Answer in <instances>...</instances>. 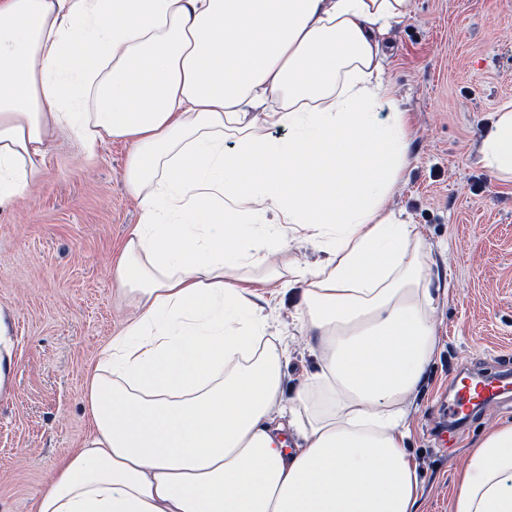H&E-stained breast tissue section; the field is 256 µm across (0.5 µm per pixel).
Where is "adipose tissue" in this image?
<instances>
[{"mask_svg":"<svg viewBox=\"0 0 512 512\" xmlns=\"http://www.w3.org/2000/svg\"><path fill=\"white\" fill-rule=\"evenodd\" d=\"M414 2L0 0V209L58 129L130 143L141 211L112 266L133 310L33 512H417L431 250L387 207L409 133L380 52ZM480 154L512 183V104ZM294 239L320 259L274 266ZM256 281L300 289L317 339L289 398ZM452 512H512V422L470 450Z\"/></svg>","mask_w":512,"mask_h":512,"instance_id":"adipose-tissue-1","label":"adipose tissue"}]
</instances>
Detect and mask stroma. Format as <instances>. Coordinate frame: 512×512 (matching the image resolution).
<instances>
[{
    "instance_id": "obj_1",
    "label": "stroma",
    "mask_w": 512,
    "mask_h": 512,
    "mask_svg": "<svg viewBox=\"0 0 512 512\" xmlns=\"http://www.w3.org/2000/svg\"><path fill=\"white\" fill-rule=\"evenodd\" d=\"M386 76L409 116L410 149L388 205L431 248L436 351L410 406L419 512H451L458 472L484 430L512 422V392L484 406L456 448L438 407L465 375L512 369V183L480 161L500 105L512 102V0H415L382 43ZM130 147L82 152L56 135L38 182L0 213V305L12 311L17 371L0 399V512H30L53 466L80 446L88 367L125 319L111 263L140 220L125 181ZM270 335L288 342L284 391L313 370L298 293L263 289Z\"/></svg>"
}]
</instances>
